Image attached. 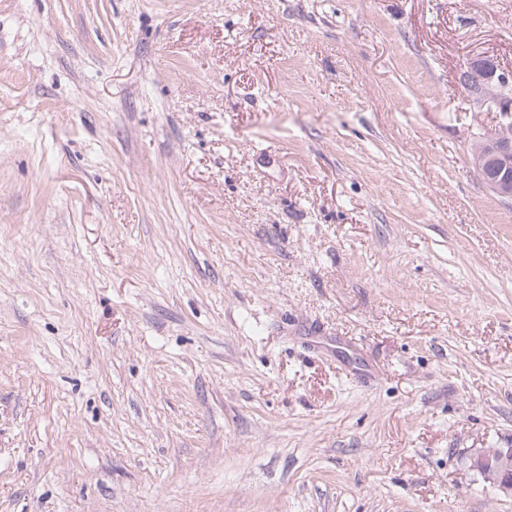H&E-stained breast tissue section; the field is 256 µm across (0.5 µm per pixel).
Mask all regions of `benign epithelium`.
Returning a JSON list of instances; mask_svg holds the SVG:
<instances>
[{
  "instance_id": "benign-epithelium-1",
  "label": "benign epithelium",
  "mask_w": 512,
  "mask_h": 512,
  "mask_svg": "<svg viewBox=\"0 0 512 512\" xmlns=\"http://www.w3.org/2000/svg\"><path fill=\"white\" fill-rule=\"evenodd\" d=\"M459 83L481 107L508 118L499 135L475 142L473 164L493 192L512 198V75L493 58L476 56L461 69Z\"/></svg>"
}]
</instances>
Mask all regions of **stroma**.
I'll return each mask as SVG.
<instances>
[{
  "instance_id": "stroma-1",
  "label": "stroma",
  "mask_w": 512,
  "mask_h": 512,
  "mask_svg": "<svg viewBox=\"0 0 512 512\" xmlns=\"http://www.w3.org/2000/svg\"><path fill=\"white\" fill-rule=\"evenodd\" d=\"M512 0H0V512H512ZM459 83L481 107L509 119L499 135L475 142L473 164L493 192L512 198V75L493 58L476 56L461 69ZM487 464L493 468H498L503 477H507L512 480V454L508 459L502 457L501 448H497L492 452L487 453ZM505 478H488L487 481L491 480L492 486L499 492L505 495H512V481Z\"/></svg>"
}]
</instances>
